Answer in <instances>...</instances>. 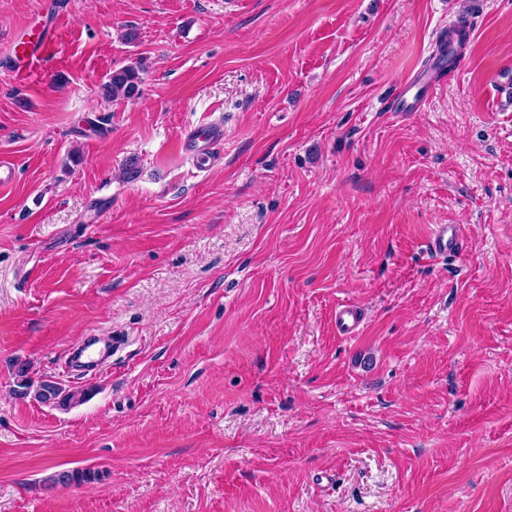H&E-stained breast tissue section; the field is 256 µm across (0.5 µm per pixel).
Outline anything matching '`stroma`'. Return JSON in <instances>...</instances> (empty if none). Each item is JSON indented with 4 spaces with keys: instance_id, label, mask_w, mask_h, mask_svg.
Returning a JSON list of instances; mask_svg holds the SVG:
<instances>
[{
    "instance_id": "1",
    "label": "stroma",
    "mask_w": 512,
    "mask_h": 512,
    "mask_svg": "<svg viewBox=\"0 0 512 512\" xmlns=\"http://www.w3.org/2000/svg\"><path fill=\"white\" fill-rule=\"evenodd\" d=\"M43 2L0 0V49ZM62 3L0 70V512H512V0ZM84 336L125 343L77 378ZM23 363L86 400L15 395ZM61 9L58 0H48L39 25L32 29L31 33L16 34L8 43L4 59L12 64L13 72L20 74L35 63H39L45 52L53 45ZM142 69L138 65H130L113 70L108 81L104 84L103 90L107 99L120 101L131 99L141 94ZM437 76H431L424 82L420 80L407 85L403 91L393 101L392 107L397 112H415L417 111L422 103L427 99L428 92L433 84L437 82ZM418 86L415 93H411V90ZM223 143L224 127L211 122L191 129L182 140L181 148L196 160L201 169H206L221 158L220 146ZM463 247V232L460 224H439L431 231L425 250L433 256L453 255ZM364 317L352 303L339 304L336 307V329L341 336L351 337L359 333Z\"/></svg>"
}]
</instances>
